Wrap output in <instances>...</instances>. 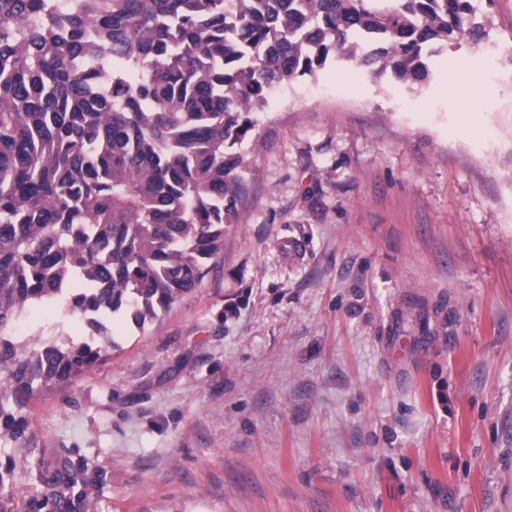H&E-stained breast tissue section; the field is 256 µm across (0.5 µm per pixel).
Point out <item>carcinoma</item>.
Returning <instances> with one entry per match:
<instances>
[{
    "label": "carcinoma",
    "mask_w": 512,
    "mask_h": 512,
    "mask_svg": "<svg viewBox=\"0 0 512 512\" xmlns=\"http://www.w3.org/2000/svg\"><path fill=\"white\" fill-rule=\"evenodd\" d=\"M472 0H0V444L32 447L26 402L100 358L106 322L137 328L198 286L237 223L236 145L269 91L339 58L424 81L475 37ZM112 73L101 89L99 71ZM79 280L95 340L15 344L4 330ZM0 512H89L97 476L62 455Z\"/></svg>",
    "instance_id": "obj_1"
}]
</instances>
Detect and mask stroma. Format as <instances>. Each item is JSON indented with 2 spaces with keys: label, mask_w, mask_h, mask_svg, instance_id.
<instances>
[{
  "label": "stroma",
  "mask_w": 512,
  "mask_h": 512,
  "mask_svg": "<svg viewBox=\"0 0 512 512\" xmlns=\"http://www.w3.org/2000/svg\"><path fill=\"white\" fill-rule=\"evenodd\" d=\"M474 5L425 82L272 89L201 283L0 459L88 464L97 512H512V0Z\"/></svg>",
  "instance_id": "stroma-1"
}]
</instances>
